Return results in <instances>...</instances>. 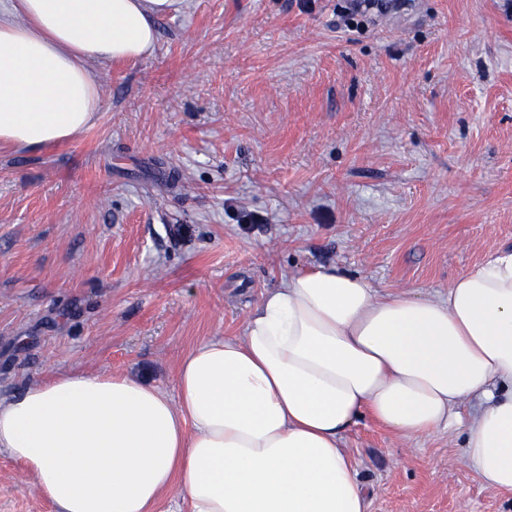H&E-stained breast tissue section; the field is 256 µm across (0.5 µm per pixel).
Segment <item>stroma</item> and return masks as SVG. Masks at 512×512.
I'll return each instance as SVG.
<instances>
[{
  "label": "stroma",
  "mask_w": 512,
  "mask_h": 512,
  "mask_svg": "<svg viewBox=\"0 0 512 512\" xmlns=\"http://www.w3.org/2000/svg\"><path fill=\"white\" fill-rule=\"evenodd\" d=\"M185 0L153 54L97 69L94 124L0 148V401L64 373L176 398L181 358L334 265L444 297L512 247V0ZM461 425L343 436L368 512H512ZM0 512H56L0 451Z\"/></svg>",
  "instance_id": "obj_1"
}]
</instances>
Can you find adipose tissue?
Segmentation results:
<instances>
[{"label":"adipose tissue","mask_w":512,"mask_h":512,"mask_svg":"<svg viewBox=\"0 0 512 512\" xmlns=\"http://www.w3.org/2000/svg\"><path fill=\"white\" fill-rule=\"evenodd\" d=\"M183 0H0V145L39 150L89 127L95 66L152 54ZM177 399L122 375L69 373L0 402V450L56 512H367L341 446L362 417L404 437L475 401L462 455L512 492V249L444 299L379 293L319 266L266 290L239 336L180 361Z\"/></svg>","instance_id":"1"}]
</instances>
